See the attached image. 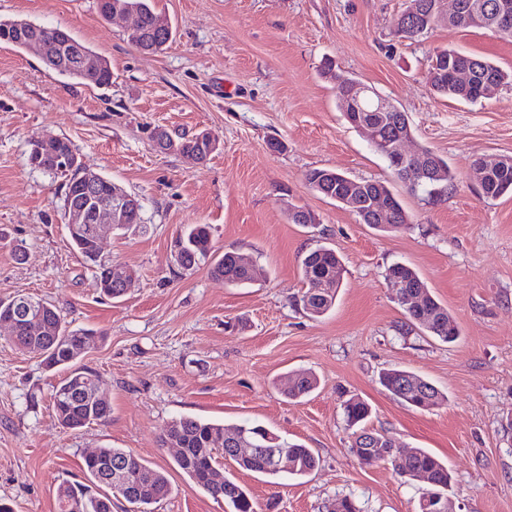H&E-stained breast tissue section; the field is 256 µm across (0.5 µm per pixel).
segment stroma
I'll use <instances>...</instances> for the list:
<instances>
[{"mask_svg": "<svg viewBox=\"0 0 512 512\" xmlns=\"http://www.w3.org/2000/svg\"><path fill=\"white\" fill-rule=\"evenodd\" d=\"M408 0H153L172 26L165 50L146 54L127 41L128 22L103 19L97 0H0V20L59 27L108 59L112 85L99 89L48 69L37 52L0 43V299L34 295L75 327L105 338L79 360L96 371L110 418L62 428L50 395L63 373L0 334V498L15 512H56L60 484L85 482L84 456L125 448L164 469L171 496L154 512H230L184 475L161 436L172 418L258 422L312 448L318 466L300 479L273 478L225 461L224 474L257 512H326L335 498L362 512H418L422 482L390 464L360 466L342 400L372 407L369 428L406 448H424L452 474L455 512H512V196H481L479 157L512 156V88L477 104L433 94L437 48L512 70V38L439 24L422 37L394 36ZM407 113L413 140L454 173L433 201L409 195L385 160L349 125L325 60ZM207 130L208 160L155 150V128ZM68 138L84 163L143 206V229L107 232L102 251L133 273L127 294L100 297L91 269L69 244L59 179L30 167L31 137ZM282 145L271 151L269 141ZM332 168L389 181L411 216L380 233L311 190L307 173ZM313 213L293 224L289 206ZM209 224L216 255L257 260V280L231 287L208 266L179 274L171 243L180 227ZM26 243L16 261L11 241ZM325 245L341 256L334 307L311 319L294 303L301 258ZM413 267L456 320L451 345L421 329L400 335L388 267ZM402 368L448 396L429 411L409 407L378 381ZM314 372L318 389L285 397L289 374Z\"/></svg>", "mask_w": 512, "mask_h": 512, "instance_id": "35a3bbf8", "label": "stroma"}]
</instances>
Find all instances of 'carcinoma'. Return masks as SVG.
I'll return each mask as SVG.
<instances>
[{"instance_id": "carcinoma-1", "label": "carcinoma", "mask_w": 512, "mask_h": 512, "mask_svg": "<svg viewBox=\"0 0 512 512\" xmlns=\"http://www.w3.org/2000/svg\"><path fill=\"white\" fill-rule=\"evenodd\" d=\"M417 12L413 15L401 13L393 23L394 34L400 38L413 39L431 30L440 22L438 0H415ZM463 4L462 16L450 22L457 28H472L471 16L481 13L491 20L494 6L498 0H460ZM119 5L136 13L140 18L139 29L128 36V40L137 49L146 53H158L172 40V32L162 33L157 28L159 14L152 0H98L99 13L108 18L110 9ZM23 29L26 38H36L49 42L52 53L43 58L45 64L59 75L76 80L82 84L106 89L112 85L110 64L92 69L76 68L71 65V56L80 51L84 55L102 59V56L77 40L68 31L36 24L29 21L0 20V35L13 34ZM466 70L471 82L462 89L454 78V73ZM323 73L335 81L336 97L339 102L349 91V85L355 79L334 72L332 62L325 63ZM428 83L432 91L441 96L469 103L484 99L486 83L512 85V71L508 72L480 57L455 50L442 49L432 55L428 69ZM377 94L363 95L358 108L343 107L346 120L353 124L370 121L379 135L380 144L375 147L384 159L385 146L399 136L412 131V127L400 122L398 107L393 110H377ZM166 142L160 150L180 156L194 155L195 161L204 162L212 154L206 144L191 138L187 133H169L162 131ZM431 165V177L421 179L418 184L406 182V177L395 167H390L393 176L407 183V188L418 195L433 198L444 193L454 180V174L448 162L442 157L426 150ZM36 169L53 177L62 179L64 189V208L81 207L88 203L78 172H57L55 156L46 155ZM310 188L325 196L341 201V205L355 214L364 224L380 232H394L407 227L410 217L400 199L392 191L388 182L351 178L332 169L316 168L307 174ZM482 196L488 199L512 194V156H503L481 182ZM383 195L392 208L389 223L366 219L363 213L369 212L376 197ZM72 247L84 262L94 268L99 293L110 299L122 297L121 289L108 284L107 272L110 262L102 257L91 256L93 235L91 225L76 224L68 229ZM176 248L174 263L182 273H190L200 266L210 264L211 274L221 277L228 285L246 287L255 282L256 260L237 250L224 252L218 259L211 258V226L208 224H189L184 227L173 241ZM302 270L305 288L301 289L296 304L311 318L327 314L335 305L342 286L344 266L336 251L320 246L302 258ZM385 279L401 285L396 298L405 321L400 331L419 327L442 343L451 344L458 340L460 330L457 322L430 292L425 282L411 266L397 262L391 265ZM423 294V306L415 309L408 299L413 294ZM34 308L40 317L39 328L24 330L11 343L21 349L33 346L44 351V361L49 368H61L67 374L54 387L50 396V406L58 423L75 430L94 422H105L111 414L109 400H99L96 393L101 390L100 375L87 368L76 365V361L86 353V349L96 344L101 335L92 329H73L65 322L58 310L41 298H34ZM380 384L392 395L404 403L421 410H430L447 402V396L427 379L406 370L390 369L379 375ZM319 385L318 378L311 372L295 373L292 386L286 396L292 400L310 395ZM343 418L348 429L356 435L351 448L355 453H363L358 459L363 467L374 466L379 462L391 464L394 470L409 478L420 472L429 474L432 484L429 489L445 493L450 487L451 475L448 468L432 453L422 448L400 450L392 438L371 431L365 427L371 415L370 405L351 397L342 403ZM234 436L240 441H250L256 448H286L293 469L288 475L295 478L306 476L316 467L318 459L312 449L302 444L290 442L255 423L225 424L180 416L172 419L165 430L162 442L165 445L177 443L186 449V454L175 459L177 467L198 487L212 493V486L222 480L224 488L222 500L227 502L233 512H255L254 504L248 493L234 481L224 477L222 459L231 454L233 444L227 440ZM116 460L123 461L129 473V498L131 505L140 512H151L149 506L159 503L171 495L170 480L165 471L145 463L141 458L123 448L103 447L92 457L83 460L82 468L90 481L104 489L102 493H91L84 486L62 484L57 489L59 512H112V498L115 497L112 485L104 479V469Z\"/></svg>"}]
</instances>
